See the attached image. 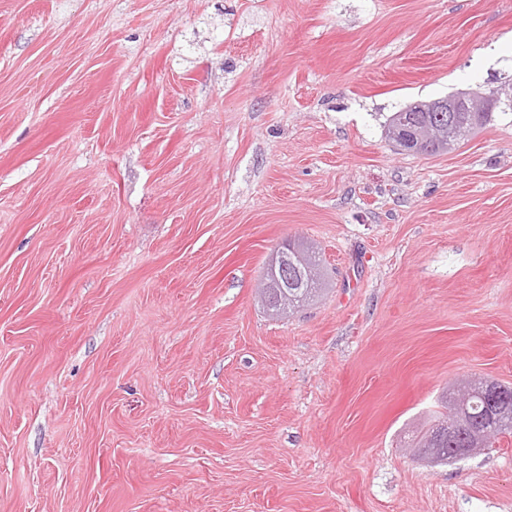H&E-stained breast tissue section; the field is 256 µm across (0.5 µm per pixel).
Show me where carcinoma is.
<instances>
[{"mask_svg":"<svg viewBox=\"0 0 512 512\" xmlns=\"http://www.w3.org/2000/svg\"><path fill=\"white\" fill-rule=\"evenodd\" d=\"M416 131L438 120L435 112H395L386 131L401 127V120ZM321 259L313 248L286 240L273 253L266 268L261 297L268 311L275 315L295 311L316 297L320 291ZM473 380L448 393L442 407L454 410L453 401L460 399L464 408L456 416L457 428L448 434L432 426L418 441V451L425 458L438 460L432 448H480L501 434L512 433V384H496Z\"/></svg>","mask_w":512,"mask_h":512,"instance_id":"1","label":"carcinoma"}]
</instances>
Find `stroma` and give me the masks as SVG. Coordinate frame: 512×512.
Segmentation results:
<instances>
[{
  "label": "stroma",
  "mask_w": 512,
  "mask_h": 512,
  "mask_svg": "<svg viewBox=\"0 0 512 512\" xmlns=\"http://www.w3.org/2000/svg\"><path fill=\"white\" fill-rule=\"evenodd\" d=\"M504 82L512 0H0V512H512L408 453L512 384V113L385 134ZM502 96H504L505 99H511L512 87H501L497 89L495 94L492 96L483 95L477 98L469 92L457 91L444 98L435 99L425 103H413L404 108L401 112H398V110L390 116L386 125L387 128L385 133H387V137L389 138V132L392 128H395L396 130L403 127L401 125L402 119L407 121L406 126L411 127L410 129L412 132H416V130L423 129L434 121H439L437 117L438 113H446L447 130L441 132L440 137H436V139L433 140L431 143L432 148L428 151L429 155L447 152L448 112H454L452 113L451 121L455 124V128L458 129V132L464 131L470 134L476 127L485 125L491 121V111L494 101L502 100ZM508 101L510 102H506V100L501 102V104L504 105L503 108H505L502 110L503 113H505L506 109L512 111V99ZM470 112H491V116L489 119L488 116L483 117L480 125L473 126L472 124L475 121V117L472 116ZM483 121L485 122L482 123ZM288 268V280L281 270ZM321 259L312 247L285 240L273 253L266 268L261 297L268 311L280 315L304 307L321 290Z\"/></svg>",
  "instance_id": "1"
}]
</instances>
